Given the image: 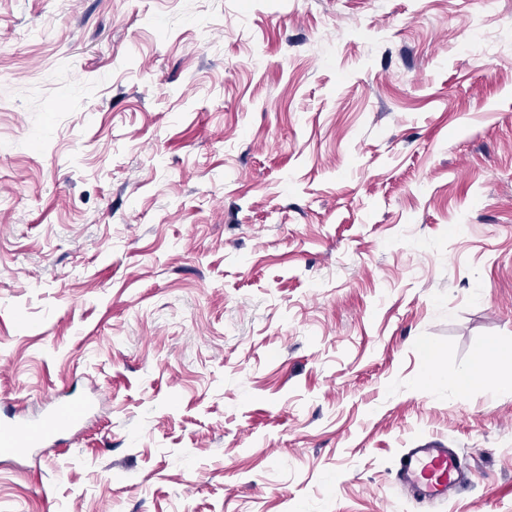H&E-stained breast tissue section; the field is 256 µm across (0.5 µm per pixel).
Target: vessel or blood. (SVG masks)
Instances as JSON below:
<instances>
[{
    "mask_svg": "<svg viewBox=\"0 0 512 512\" xmlns=\"http://www.w3.org/2000/svg\"><path fill=\"white\" fill-rule=\"evenodd\" d=\"M90 409L88 402L69 399L39 420L0 415V455L19 456L47 447L59 435L77 428ZM396 480L402 493L414 501H445L465 484L467 475L456 449L431 439L401 453Z\"/></svg>",
    "mask_w": 512,
    "mask_h": 512,
    "instance_id": "vessel-or-blood-1",
    "label": "vessel or blood"
}]
</instances>
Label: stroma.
<instances>
[{
	"mask_svg": "<svg viewBox=\"0 0 512 512\" xmlns=\"http://www.w3.org/2000/svg\"><path fill=\"white\" fill-rule=\"evenodd\" d=\"M489 340L512 0H0V409L93 402L0 512H512ZM492 358L511 368L512 348H502L492 340L478 348L473 354L470 366L455 378V387L460 395H465L473 387L486 382L487 366ZM396 480L402 493L416 502L446 501L466 483L467 475L455 448L430 439L401 453Z\"/></svg>",
	"mask_w": 512,
	"mask_h": 512,
	"instance_id": "1",
	"label": "stroma"
}]
</instances>
